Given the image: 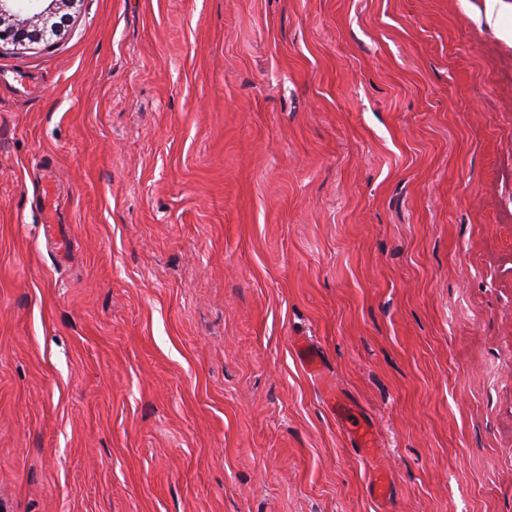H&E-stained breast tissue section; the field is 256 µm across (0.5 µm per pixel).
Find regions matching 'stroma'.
Returning <instances> with one entry per match:
<instances>
[{
    "label": "stroma",
    "mask_w": 512,
    "mask_h": 512,
    "mask_svg": "<svg viewBox=\"0 0 512 512\" xmlns=\"http://www.w3.org/2000/svg\"><path fill=\"white\" fill-rule=\"evenodd\" d=\"M484 7L79 0L0 42V512H512Z\"/></svg>",
    "instance_id": "1"
}]
</instances>
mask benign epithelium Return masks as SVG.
<instances>
[{
    "label": "benign epithelium",
    "instance_id": "7a95c632",
    "mask_svg": "<svg viewBox=\"0 0 512 512\" xmlns=\"http://www.w3.org/2000/svg\"><path fill=\"white\" fill-rule=\"evenodd\" d=\"M20 0H0V40H9L14 46L29 49L48 41L56 29L47 28V19L60 13L62 7L73 0H39L38 12L26 13L17 6Z\"/></svg>",
    "mask_w": 512,
    "mask_h": 512
}]
</instances>
